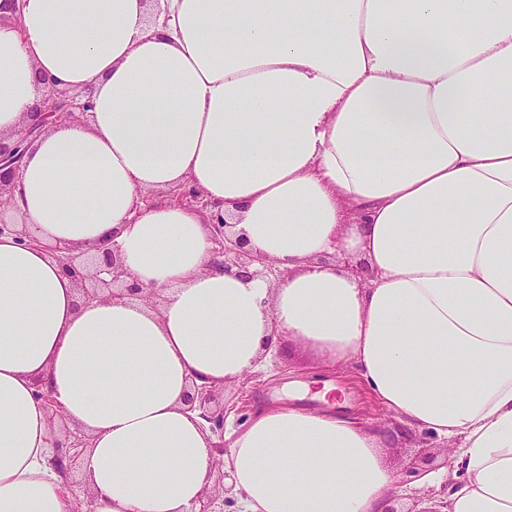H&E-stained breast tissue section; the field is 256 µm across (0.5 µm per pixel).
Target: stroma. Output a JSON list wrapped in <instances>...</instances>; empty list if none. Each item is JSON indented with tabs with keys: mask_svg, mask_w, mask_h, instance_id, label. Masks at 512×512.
Wrapping results in <instances>:
<instances>
[{
	"mask_svg": "<svg viewBox=\"0 0 512 512\" xmlns=\"http://www.w3.org/2000/svg\"><path fill=\"white\" fill-rule=\"evenodd\" d=\"M328 380L337 386L340 401L348 415L359 418L369 427L392 429L394 420L388 413L371 403L362 387L346 371L330 368L318 356L302 347H293L288 353L274 354L266 369L245 380L224 386V431L242 429L249 422L256 408L269 404H288L315 407L312 394L304 390L305 383ZM451 440L426 432L402 431L399 438L384 450V455L395 472L393 489L405 499L412 512H423L434 498L431 489L419 487L408 477L411 462L433 457L435 466H443L445 448Z\"/></svg>",
	"mask_w": 512,
	"mask_h": 512,
	"instance_id": "1",
	"label": "stroma"
}]
</instances>
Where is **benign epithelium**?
I'll use <instances>...</instances> for the list:
<instances>
[{"label": "benign epithelium", "mask_w": 512, "mask_h": 512, "mask_svg": "<svg viewBox=\"0 0 512 512\" xmlns=\"http://www.w3.org/2000/svg\"><path fill=\"white\" fill-rule=\"evenodd\" d=\"M92 97L93 91L90 89L72 92L53 84L47 88L45 102L48 109L42 116L46 121L58 118L77 121L92 108ZM37 131L35 125L24 126L15 133L16 141L13 144L7 145L0 140V206L7 202V193L10 192V186L25 154V142L35 136ZM171 197L203 209L209 205L196 188L187 184L174 189ZM212 228L214 263L224 268V271L252 266L255 276L266 277L275 273L283 276V272L276 271L263 257L246 249L245 242L228 236L223 216H217ZM98 250L101 251V262L96 263L91 257L73 255L67 248L57 249V259L77 281L82 302L89 304L125 295L152 302L158 297L155 289L139 283L131 273L122 268L113 248L103 244ZM192 388L193 393L187 403L191 408L200 411L201 418L208 424V429L217 437L218 442L212 448L215 459L213 491L201 496L190 512H224V503L228 501L225 494L234 490V487L227 488L224 485V405L219 402L215 387L195 383ZM50 445L49 465L66 484H71L74 469L81 468L82 460L90 448L89 436L62 422L58 424V434L51 440Z\"/></svg>", "instance_id": "7a95c632"}]
</instances>
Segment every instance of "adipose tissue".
<instances>
[{"label": "adipose tissue", "mask_w": 512, "mask_h": 512, "mask_svg": "<svg viewBox=\"0 0 512 512\" xmlns=\"http://www.w3.org/2000/svg\"><path fill=\"white\" fill-rule=\"evenodd\" d=\"M87 122L28 144L0 235V512H73L56 400L96 512H190L212 437L185 399L295 343L404 427L461 438L447 512H512V0H23L0 12V137L49 81ZM468 105H461V98ZM285 273L211 265V213ZM106 241L138 298L82 303L55 247ZM362 255L358 278L323 264ZM267 405L224 456L242 512H386L390 434ZM58 434L51 440L49 465L70 487L75 468L81 469L82 460L90 448V438L78 429H71L62 420L58 424ZM82 470V469H81Z\"/></svg>", "instance_id": "ef3b65f1"}]
</instances>
